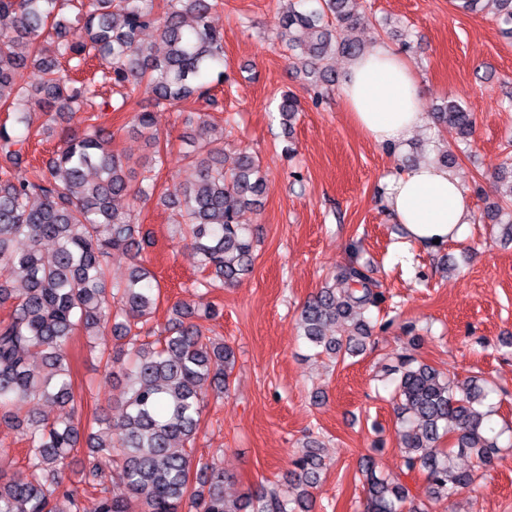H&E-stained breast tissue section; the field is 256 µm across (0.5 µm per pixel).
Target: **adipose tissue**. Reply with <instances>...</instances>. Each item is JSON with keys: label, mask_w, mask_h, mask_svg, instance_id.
Returning a JSON list of instances; mask_svg holds the SVG:
<instances>
[{"label": "adipose tissue", "mask_w": 512, "mask_h": 512, "mask_svg": "<svg viewBox=\"0 0 512 512\" xmlns=\"http://www.w3.org/2000/svg\"><path fill=\"white\" fill-rule=\"evenodd\" d=\"M339 96L358 126L377 143L404 146L426 122L414 72L383 43L349 61ZM386 200L408 237L424 246L436 240H463L472 218L469 196L458 178L431 161L391 176Z\"/></svg>", "instance_id": "ef3b65f1"}]
</instances>
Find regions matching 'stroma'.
Segmentation results:
<instances>
[{"label": "stroma", "mask_w": 512, "mask_h": 512, "mask_svg": "<svg viewBox=\"0 0 512 512\" xmlns=\"http://www.w3.org/2000/svg\"><path fill=\"white\" fill-rule=\"evenodd\" d=\"M287 6L288 0H224L212 17L224 31L226 77L212 84L223 108L193 97L180 109L222 125L227 150L252 153L268 176L260 205L243 215L257 242L253 269L232 286L208 294L193 286L199 277L195 252L189 240L175 236L174 211L161 201L187 176L185 127L178 111L155 115L167 162L157 198L140 207V222L153 240L143 255L161 293L153 324L165 326L178 301L223 309L210 328L234 348L236 363L229 393L209 400L202 414L193 455L215 459L224 469L228 496L285 480L304 442L314 438L326 463L312 491L314 512H365L361 458L374 456L384 476H399L402 469L394 384L385 373L399 355L413 354L462 381L488 380L492 427L512 425V349L500 345L512 335V244L500 241L484 217L499 200L496 177L512 159L506 98L512 39L500 34L490 13H463L451 0H359L358 11L371 20L361 39L369 47L386 44L406 59L421 86L422 111L433 114L454 97L476 117L467 138L451 133L438 142L430 121L393 152L368 139L340 100L347 57L322 60L335 81L317 91L301 66L285 59L272 31ZM284 91L302 105L289 137L273 111ZM148 104L142 95L100 117L114 134L112 149L133 162L147 150L128 128L134 112ZM446 152L456 158L452 169L470 195L473 219L464 240L427 249L409 242L395 221L384 180ZM354 261L387 300L370 314L375 330L365 354L337 363L314 356L296 316ZM410 325L421 338L415 347ZM69 357L76 383L98 384L85 394L78 415L87 429L96 415L121 403L125 384L103 382L83 335L75 336ZM500 444L476 492L434 503L425 477L415 475L406 481L411 498L432 503L433 512H512V440L504 436Z\"/></svg>", "instance_id": "1"}]
</instances>
